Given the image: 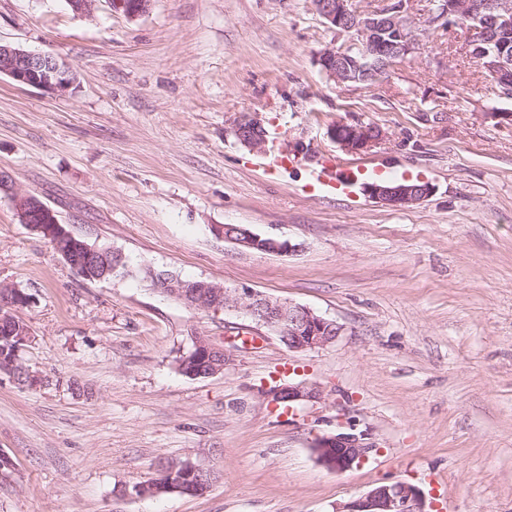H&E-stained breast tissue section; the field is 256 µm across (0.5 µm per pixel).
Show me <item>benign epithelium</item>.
<instances>
[{
    "label": "benign epithelium",
    "instance_id": "benign-epithelium-1",
    "mask_svg": "<svg viewBox=\"0 0 512 512\" xmlns=\"http://www.w3.org/2000/svg\"><path fill=\"white\" fill-rule=\"evenodd\" d=\"M151 0H113V8L123 11L130 18L147 12ZM315 11L336 34L347 37L350 46L325 50L319 65L325 76L338 84H358L357 73L368 70L365 78L376 82L387 72L372 65L377 58L392 56L405 59L418 49V29L410 13V0H386V4L372 12L360 13L352 8L350 0H312ZM486 13L488 28L483 34L471 35L470 53L488 72L507 84L512 75L507 73L503 58L512 51V0H441L432 16L434 21L446 23L465 15ZM492 34L500 40V52L489 54L482 48L483 36ZM364 37L357 56L351 55L357 45L356 36ZM14 82L63 93L74 82V73L61 65L50 54L34 53L20 47L0 44V76ZM237 140L254 149L265 145L267 131L260 119L247 117L234 129ZM330 136L348 153L361 154L383 138V132L375 126L337 123L330 128ZM370 198L379 203L408 208L428 198L434 191L428 182L408 181L374 182L364 187ZM14 209L19 223L41 234L52 245L70 242V250L61 252L64 259L72 253L82 254L80 265L74 267L83 277L103 280L112 270L118 269L122 256L108 249L91 246L76 239L60 224L54 212L40 199L29 194L13 195ZM212 233L235 245L262 253H287L292 246L287 241L263 238L243 228L228 224L211 225ZM156 288L177 299L188 307L219 310L234 308L257 324L276 332L292 351L304 352L322 348L335 341L342 327L304 306L281 302L253 291L239 292L214 283H205L197 289L188 288L180 277L164 275ZM30 303V298L19 288L0 286V325L8 326L21 344L29 342L28 326L15 322L10 312ZM192 354L209 361V374L224 370L229 362V351L217 347L207 339L194 341ZM265 396L275 405L283 404L286 410L301 401L318 399L315 389L305 382L288 383L270 387ZM375 445L367 434L355 432L353 424H337L336 432L320 437L312 451L317 461L329 470L346 471L360 465ZM210 472L190 463L171 467L164 471L152 486L141 491V496H157L163 493H180L201 496L208 491ZM342 512H428L423 493L406 482L381 484L364 496L350 502Z\"/></svg>",
    "mask_w": 512,
    "mask_h": 512
}]
</instances>
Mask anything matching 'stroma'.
I'll return each instance as SVG.
<instances>
[{
  "label": "stroma",
  "mask_w": 512,
  "mask_h": 512,
  "mask_svg": "<svg viewBox=\"0 0 512 512\" xmlns=\"http://www.w3.org/2000/svg\"><path fill=\"white\" fill-rule=\"evenodd\" d=\"M414 0L416 53L382 81L328 80L341 45L311 0H153L136 18L96 0H0V43L55 56L66 92L0 76V284L30 295L15 315L36 384L0 374V512H341L406 481L438 512H512V99L468 53L466 28L429 24ZM258 115L264 149L237 121ZM378 127L343 151L336 123ZM304 159L264 171L266 154ZM328 156L434 192L405 210L364 189L307 190ZM38 197L128 274L78 276L20 224L13 193ZM238 224L289 253L215 237ZM166 270L247 289L336 320L325 347L290 351L236 310H203L135 277ZM230 349L224 370L178 369L195 337ZM321 394L295 414L261 395L273 380ZM346 420L376 447L344 472L317 438ZM172 463L213 475L201 496L135 498ZM237 140L254 149H262L265 145L267 131L257 117H247L241 120L234 129Z\"/></svg>",
  "instance_id": "obj_1"
}]
</instances>
